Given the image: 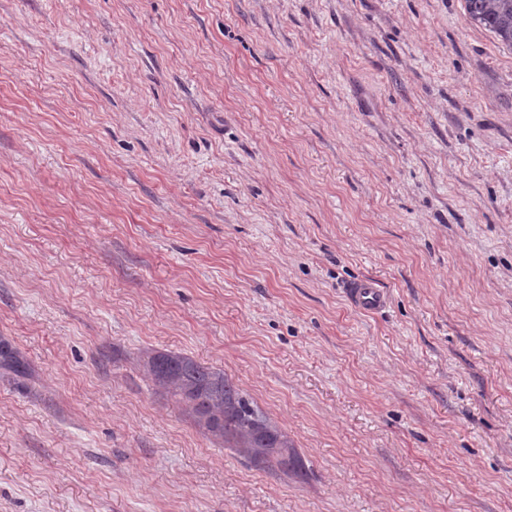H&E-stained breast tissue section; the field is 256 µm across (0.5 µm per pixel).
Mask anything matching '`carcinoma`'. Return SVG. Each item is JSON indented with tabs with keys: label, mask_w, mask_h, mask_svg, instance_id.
I'll use <instances>...</instances> for the list:
<instances>
[{
	"label": "carcinoma",
	"mask_w": 512,
	"mask_h": 512,
	"mask_svg": "<svg viewBox=\"0 0 512 512\" xmlns=\"http://www.w3.org/2000/svg\"><path fill=\"white\" fill-rule=\"evenodd\" d=\"M472 22L512 47V0H465ZM139 366L146 378L174 398L205 434L243 456L253 467L296 479L305 464L288 435L224 374L172 351H145ZM0 377L27 388L32 377L24 356L0 336Z\"/></svg>",
	"instance_id": "cac0c4a2"
}]
</instances>
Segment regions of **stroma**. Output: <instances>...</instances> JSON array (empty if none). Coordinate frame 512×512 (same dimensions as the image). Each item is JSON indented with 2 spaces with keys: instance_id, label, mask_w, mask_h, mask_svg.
I'll return each instance as SVG.
<instances>
[{
  "instance_id": "35a3bbf8",
  "label": "stroma",
  "mask_w": 512,
  "mask_h": 512,
  "mask_svg": "<svg viewBox=\"0 0 512 512\" xmlns=\"http://www.w3.org/2000/svg\"><path fill=\"white\" fill-rule=\"evenodd\" d=\"M0 336V512H512V49L464 0H0ZM350 305L357 311L373 312L386 303V294L370 279L352 283L347 292ZM0 377L7 378L22 389L28 388L27 382L32 377L27 360L4 336H0ZM139 366L153 385L174 398L205 434L253 467L296 479L305 464L288 435L224 374L172 351H145Z\"/></svg>"
}]
</instances>
